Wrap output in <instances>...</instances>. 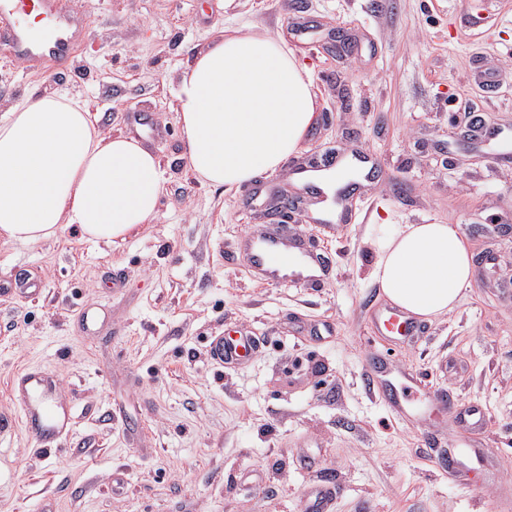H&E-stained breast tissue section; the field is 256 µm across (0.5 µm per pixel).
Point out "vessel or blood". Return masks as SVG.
<instances>
[{"label": "vessel or blood", "instance_id": "obj_1", "mask_svg": "<svg viewBox=\"0 0 512 512\" xmlns=\"http://www.w3.org/2000/svg\"><path fill=\"white\" fill-rule=\"evenodd\" d=\"M33 13L52 23L51 37L41 41L32 38L25 18ZM84 36L81 18L69 7L68 0H0V45L8 49L10 62L25 69L38 70L48 62L71 69L75 47ZM242 246L251 268L262 279L307 284L315 280L314 256L299 239L289 237L287 230L256 227L243 237ZM373 325L402 343L414 339L421 331L413 317L393 306L379 311ZM209 348L212 359L222 364L241 363L255 352L252 339L243 335L213 337ZM400 378L399 392L404 405L398 410L399 416L423 423L435 413L449 411L463 430L485 424L487 414L482 408L473 406L458 413L445 394L426 391L417 375L404 371ZM60 388L59 379L42 369H24L10 382V394L20 406L23 426L47 446L57 444L69 429V414L57 398Z\"/></svg>", "mask_w": 512, "mask_h": 512}]
</instances>
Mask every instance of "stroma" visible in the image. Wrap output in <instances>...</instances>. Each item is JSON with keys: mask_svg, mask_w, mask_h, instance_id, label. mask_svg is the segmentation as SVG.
I'll return each mask as SVG.
<instances>
[{"mask_svg": "<svg viewBox=\"0 0 512 512\" xmlns=\"http://www.w3.org/2000/svg\"><path fill=\"white\" fill-rule=\"evenodd\" d=\"M87 39L68 74L0 62V116L22 99L78 92L103 134L146 111L164 135L155 223L112 244L76 228L25 245L0 238V280H38L35 298L0 299V512H497L512 481V0H74ZM311 31L294 39L298 25ZM249 28L291 50L310 74L314 119L292 158L230 191L198 181L178 125L180 80L194 59ZM349 37L335 49L334 34ZM369 155L340 224L291 212L289 233L318 256L320 287L267 282L239 248L273 223L249 193L290 192V166ZM460 225L475 274L459 306L413 342L371 335L386 299L373 242L390 224ZM85 304L109 323L85 335ZM257 339L225 369L210 337ZM421 372L487 412L460 438L451 417L397 418L372 356ZM27 367L53 372L75 412L49 449L9 394ZM480 457L474 480L448 453Z\"/></svg>", "mask_w": 512, "mask_h": 512, "instance_id": "35a3bbf8", "label": "stroma"}]
</instances>
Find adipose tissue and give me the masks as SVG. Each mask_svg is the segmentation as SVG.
<instances>
[{"label":"adipose tissue","mask_w":512,"mask_h":512,"mask_svg":"<svg viewBox=\"0 0 512 512\" xmlns=\"http://www.w3.org/2000/svg\"><path fill=\"white\" fill-rule=\"evenodd\" d=\"M177 112L193 174L233 189L297 151L313 112L305 67L272 37L224 38L180 82ZM162 189L157 157L123 134L96 132L81 99H24L0 118V237L36 244L61 225L97 241L153 223ZM373 278L413 315L453 311L474 274L456 224H399L377 245Z\"/></svg>","instance_id":"obj_1"}]
</instances>
